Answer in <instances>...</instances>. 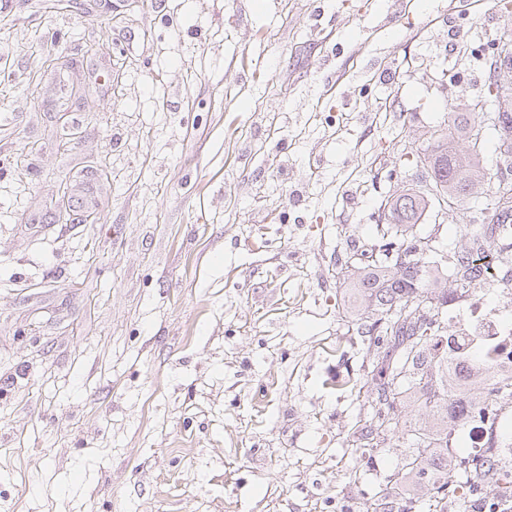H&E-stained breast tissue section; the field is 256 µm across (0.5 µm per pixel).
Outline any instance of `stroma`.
Wrapping results in <instances>:
<instances>
[{"label": "stroma", "instance_id": "stroma-1", "mask_svg": "<svg viewBox=\"0 0 512 512\" xmlns=\"http://www.w3.org/2000/svg\"><path fill=\"white\" fill-rule=\"evenodd\" d=\"M511 34L489 0H0V512H364L409 435L354 440L336 262Z\"/></svg>", "mask_w": 512, "mask_h": 512}]
</instances>
